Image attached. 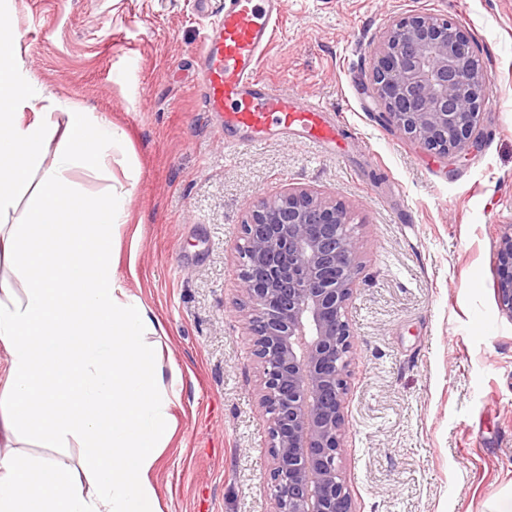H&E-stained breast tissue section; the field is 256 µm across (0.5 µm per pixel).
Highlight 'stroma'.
Here are the masks:
<instances>
[{"instance_id":"stroma-1","label":"stroma","mask_w":512,"mask_h":512,"mask_svg":"<svg viewBox=\"0 0 512 512\" xmlns=\"http://www.w3.org/2000/svg\"><path fill=\"white\" fill-rule=\"evenodd\" d=\"M30 79L128 135L91 194L132 173L119 288L161 326L175 431L162 512H273L235 244L257 201L302 187L342 203L362 245L344 476L356 512H488L512 490V313L497 242L512 224V0H283L262 74L321 102L336 143L299 129L224 145L198 57L219 0H9ZM452 19L486 70L484 142L451 164L379 118L365 88L387 25Z\"/></svg>"}]
</instances>
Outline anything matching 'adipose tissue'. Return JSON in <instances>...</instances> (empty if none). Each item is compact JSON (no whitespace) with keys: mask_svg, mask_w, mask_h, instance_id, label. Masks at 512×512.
I'll list each match as a JSON object with an SVG mask.
<instances>
[{"mask_svg":"<svg viewBox=\"0 0 512 512\" xmlns=\"http://www.w3.org/2000/svg\"><path fill=\"white\" fill-rule=\"evenodd\" d=\"M66 108L67 120L51 112ZM126 133L34 84L19 42L0 36V235L23 290L0 278V436L17 446L78 441V468L0 455V512H161L152 474L172 431L176 392L147 308L118 288L114 244L129 191L78 193L69 172L97 174ZM29 193L17 207L19 190Z\"/></svg>","mask_w":512,"mask_h":512,"instance_id":"ef3b65f1","label":"adipose tissue"}]
</instances>
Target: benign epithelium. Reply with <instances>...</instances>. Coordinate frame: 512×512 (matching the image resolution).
Instances as JSON below:
<instances>
[{"label":"benign epithelium","mask_w":512,"mask_h":512,"mask_svg":"<svg viewBox=\"0 0 512 512\" xmlns=\"http://www.w3.org/2000/svg\"><path fill=\"white\" fill-rule=\"evenodd\" d=\"M484 69L449 19L395 20L373 52L370 96L384 121L457 163L482 146ZM241 280L252 311L260 406L270 414L275 512H354L340 439L353 360L348 304L362 267L346 208L290 188L261 199L243 224ZM498 295L512 313V225L497 250Z\"/></svg>","instance_id":"7a95c632"}]
</instances>
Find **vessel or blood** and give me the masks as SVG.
Masks as SVG:
<instances>
[{"label": "vessel or blood", "instance_id": "vessel-or-blood-1", "mask_svg": "<svg viewBox=\"0 0 512 512\" xmlns=\"http://www.w3.org/2000/svg\"><path fill=\"white\" fill-rule=\"evenodd\" d=\"M280 14L281 0H224L201 52L204 107L222 115L228 131L261 136L273 126L299 128L320 143L335 142L338 128L324 118V106L284 93L259 74Z\"/></svg>", "mask_w": 512, "mask_h": 512}]
</instances>
